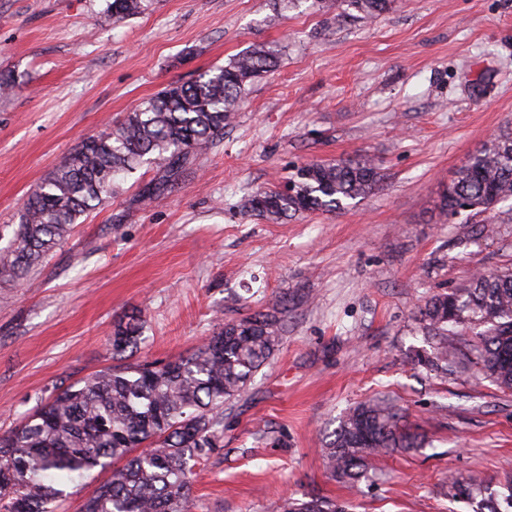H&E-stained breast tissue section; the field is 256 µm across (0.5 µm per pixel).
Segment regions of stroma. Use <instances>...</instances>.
Instances as JSON below:
<instances>
[{
    "mask_svg": "<svg viewBox=\"0 0 512 512\" xmlns=\"http://www.w3.org/2000/svg\"><path fill=\"white\" fill-rule=\"evenodd\" d=\"M0 0V249L28 192L86 137L167 84L264 43L277 65L246 88L220 141L174 189L144 165L19 283H0V433L53 387L113 363L115 322L141 313L135 357L188 353L219 326L287 304L281 345L224 407L221 446L191 480L193 512H282L320 495L349 512H472L444 496L477 475L512 512V393L413 366L418 309L473 271L512 265V201L442 216L456 171L512 130V0H394L373 19L336 0ZM372 159L383 180L337 213L272 224L241 207L310 161ZM394 401L421 446L376 457L351 490L326 447L350 407Z\"/></svg>",
    "mask_w": 512,
    "mask_h": 512,
    "instance_id": "stroma-1",
    "label": "stroma"
}]
</instances>
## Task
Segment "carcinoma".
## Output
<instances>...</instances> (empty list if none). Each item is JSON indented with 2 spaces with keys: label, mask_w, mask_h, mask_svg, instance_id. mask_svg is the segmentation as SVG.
<instances>
[{
  "label": "carcinoma",
  "mask_w": 512,
  "mask_h": 512,
  "mask_svg": "<svg viewBox=\"0 0 512 512\" xmlns=\"http://www.w3.org/2000/svg\"><path fill=\"white\" fill-rule=\"evenodd\" d=\"M392 0H340L336 21L355 11L375 17ZM114 20L137 15L143 0H110ZM276 64L263 45L190 82H173L122 122L88 137L28 194L0 252V281H15L70 234L74 224L112 197L116 178L144 161L169 175L194 152L224 137L246 86ZM382 179L370 160L311 162L294 170L287 189L258 191L245 211L279 222L299 214L344 208L369 195ZM512 198V134H503L469 157L439 199L440 213H479ZM283 311H259L225 323L201 347L166 362L125 363L141 339V315L117 321L112 355L122 363L65 388H55L33 413L0 434V512H55L54 504L96 468L110 479L79 505L78 512H191L192 467L220 447L224 404L243 393L253 375L278 350ZM429 349L415 363L446 376L466 366L503 392L512 393V268L478 273L419 307ZM418 446L385 400L351 408L322 449L332 479L354 487L369 459ZM444 494L467 498L473 512H499L483 480L448 477ZM283 512H346L332 499L287 498Z\"/></svg>",
  "instance_id": "1"
}]
</instances>
